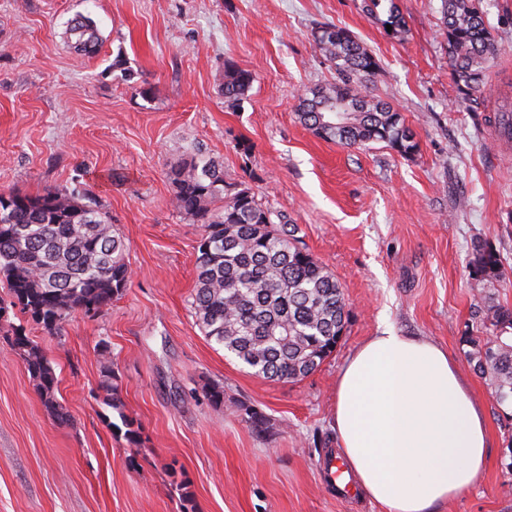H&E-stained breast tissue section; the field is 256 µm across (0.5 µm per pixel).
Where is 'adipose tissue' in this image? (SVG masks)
<instances>
[{"label": "adipose tissue", "mask_w": 512, "mask_h": 512, "mask_svg": "<svg viewBox=\"0 0 512 512\" xmlns=\"http://www.w3.org/2000/svg\"><path fill=\"white\" fill-rule=\"evenodd\" d=\"M335 427L360 490L385 512H438L486 467L484 410L447 352L389 328L342 366Z\"/></svg>", "instance_id": "obj_1"}]
</instances>
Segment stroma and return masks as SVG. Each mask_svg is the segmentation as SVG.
<instances>
[{
  "label": "stroma",
  "mask_w": 512,
  "mask_h": 512,
  "mask_svg": "<svg viewBox=\"0 0 512 512\" xmlns=\"http://www.w3.org/2000/svg\"><path fill=\"white\" fill-rule=\"evenodd\" d=\"M396 2L398 36L364 0H0V192L94 199L132 270L110 308L60 333L9 311L51 360L70 419L55 422L0 335V512H384L364 495L340 500L321 463L338 445L339 369L386 328L444 347L486 415V467L440 512H512V419L466 342L487 332L480 294L512 309V140L484 121L512 103V0H484L500 55L476 105L457 95L441 0ZM79 15L98 29L94 53L72 47ZM324 24L378 57L372 94L401 112L414 154L328 142L300 121L301 94L336 79L312 42ZM228 63L254 76L233 108ZM198 154L296 225L343 287L344 333L302 380L253 375L195 322L202 228L174 208L169 172ZM478 244L499 255L500 276L475 275ZM210 383L223 406L205 398Z\"/></svg>",
  "instance_id": "1"
}]
</instances>
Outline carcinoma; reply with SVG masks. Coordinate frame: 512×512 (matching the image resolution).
I'll use <instances>...</instances> for the list:
<instances>
[{
    "mask_svg": "<svg viewBox=\"0 0 512 512\" xmlns=\"http://www.w3.org/2000/svg\"><path fill=\"white\" fill-rule=\"evenodd\" d=\"M388 2L392 34L404 32L395 0H365L371 15ZM441 23L459 98L478 103L485 75L499 48L481 0H441ZM75 49L91 52L99 37L91 21L69 29ZM320 53L332 63L336 81L301 95L300 120L326 141L342 145L384 142L411 154L418 143L393 107L370 96L380 61L349 30L320 25L312 31ZM253 82L252 72L224 68V102L235 107ZM493 123L512 136V108L494 111ZM176 210L202 227L197 246L193 310L205 335L271 381L301 380L335 351L346 323V303L336 277L300 245L295 229L277 223L251 187L224 180L212 158L197 155L171 170ZM123 237L112 215L85 196L47 189L36 195L0 193V281L10 300L44 329L58 333L75 313L94 305L103 312L131 279ZM475 273L501 274L496 253L475 248ZM476 314L495 333L466 337L474 370L489 377L500 406L512 403V311L481 298ZM23 358L46 409L60 422L68 413L57 398L51 361L25 332L7 336Z\"/></svg>",
    "mask_w": 512,
    "mask_h": 512,
    "instance_id": "obj_1",
    "label": "carcinoma"
}]
</instances>
